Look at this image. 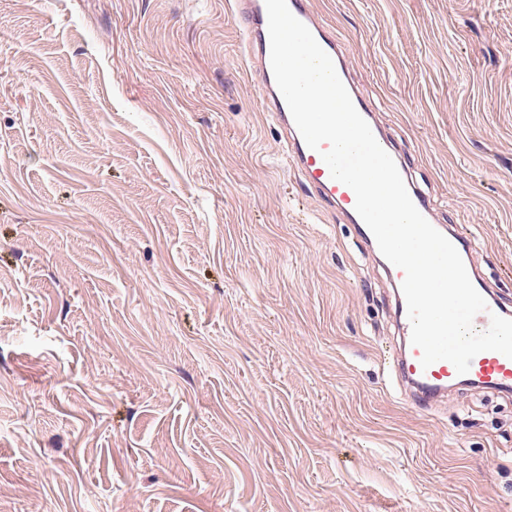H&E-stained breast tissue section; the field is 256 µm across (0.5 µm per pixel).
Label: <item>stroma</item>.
Masks as SVG:
<instances>
[{
	"label": "stroma",
	"mask_w": 512,
	"mask_h": 512,
	"mask_svg": "<svg viewBox=\"0 0 512 512\" xmlns=\"http://www.w3.org/2000/svg\"><path fill=\"white\" fill-rule=\"evenodd\" d=\"M512 309V0H307ZM395 286L225 0H0V512H512V397L412 409ZM227 2L242 31L244 55L257 66L262 97L271 103L268 111L283 128L285 152L287 155L289 152L291 165L318 197L329 207L346 216L351 223L358 224L369 242L379 249L373 234L355 210V193L348 186L334 180L321 153L306 145L277 87L270 63L265 0Z\"/></svg>",
	"instance_id": "obj_1"
}]
</instances>
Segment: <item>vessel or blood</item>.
I'll return each instance as SVG.
<instances>
[{"label":"vessel or blood","mask_w":512,"mask_h":512,"mask_svg":"<svg viewBox=\"0 0 512 512\" xmlns=\"http://www.w3.org/2000/svg\"><path fill=\"white\" fill-rule=\"evenodd\" d=\"M287 3L293 15L309 28L320 46L333 59L357 111L361 116H368L369 111L345 65L342 44L326 35L321 20L310 11L304 0H287ZM229 7L242 31L244 54L257 66L262 97L269 100L270 113L283 128L284 147L291 165L301 174L304 183L329 207L342 213L351 223H360L353 190L334 180L321 153L306 145L277 87L270 63L265 0H229ZM398 321L402 344L395 358V367L399 376L411 386V407L425 409L449 388L465 383L492 392L512 393V358L495 351L481 352L472 359L468 372L463 375L457 374L453 364L445 360L425 368L420 362V349L411 343V324L406 304L398 306Z\"/></svg>","instance_id":"obj_1"}]
</instances>
